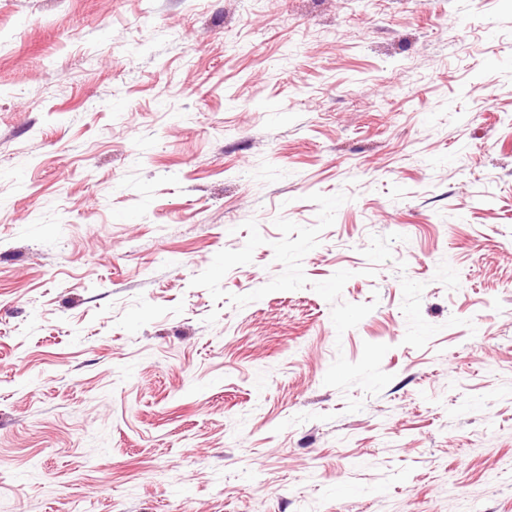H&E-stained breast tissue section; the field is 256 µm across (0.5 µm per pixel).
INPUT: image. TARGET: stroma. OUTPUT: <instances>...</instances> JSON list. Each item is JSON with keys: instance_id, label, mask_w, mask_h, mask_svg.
Segmentation results:
<instances>
[{"instance_id": "1", "label": "stroma", "mask_w": 512, "mask_h": 512, "mask_svg": "<svg viewBox=\"0 0 512 512\" xmlns=\"http://www.w3.org/2000/svg\"><path fill=\"white\" fill-rule=\"evenodd\" d=\"M0 512H512V0H0Z\"/></svg>"}]
</instances>
